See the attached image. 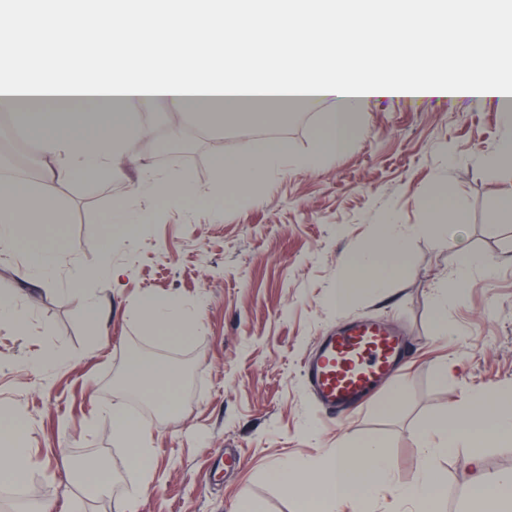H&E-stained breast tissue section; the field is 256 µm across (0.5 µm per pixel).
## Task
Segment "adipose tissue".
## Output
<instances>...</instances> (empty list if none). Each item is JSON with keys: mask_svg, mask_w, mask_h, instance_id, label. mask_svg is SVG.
I'll return each mask as SVG.
<instances>
[{"mask_svg": "<svg viewBox=\"0 0 512 512\" xmlns=\"http://www.w3.org/2000/svg\"><path fill=\"white\" fill-rule=\"evenodd\" d=\"M389 0H67L60 36H46L47 20L38 10L0 6V113L11 117L17 136L34 140L45 162L40 180L0 182V249L14 250L32 224H59L62 210L47 186L77 182L104 172L120 177L124 161L143 132L144 113L193 111L210 124L229 121L249 128L276 119L277 102L325 108L324 130L317 139L321 155L343 151L357 129L355 107L376 95H459L512 98V0L480 14L491 38L474 47L469 30L447 37L439 20L455 0H405V11ZM175 10L177 23L154 41L148 54L130 50L133 33ZM434 32L435 40L417 47L397 26L404 16ZM400 60L409 75L363 80L359 64L381 70ZM453 64L451 79L429 77L435 61ZM112 113V126L96 127L86 105ZM287 143L253 139L248 159L218 158L219 170L242 187L280 167ZM389 244L366 243L341 260L334 300L344 309L357 288L385 287L400 271L408 241L386 225ZM111 262L96 269H75L82 286L83 311L100 335L104 308L93 281L113 278ZM140 317L147 330L178 343L190 339L181 305L146 297ZM112 433L133 449V472L126 498L144 497L154 460L139 424L121 407L110 408ZM512 435V394H474L431 421L421 433L425 464L417 482L400 486L392 475L384 443L337 441L317 465L316 483H308L302 462L284 463L273 481L300 500L306 512H339L342 504L369 503L375 488L386 487L401 506L418 512H442L441 492L431 466L434 457L455 448L469 449L476 474L478 512H512V472L486 474L482 444ZM28 432L23 422H0V479L12 482L27 459Z\"/></svg>", "mask_w": 512, "mask_h": 512, "instance_id": "adipose-tissue-1", "label": "adipose tissue"}]
</instances>
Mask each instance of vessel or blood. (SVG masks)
<instances>
[{"mask_svg": "<svg viewBox=\"0 0 512 512\" xmlns=\"http://www.w3.org/2000/svg\"><path fill=\"white\" fill-rule=\"evenodd\" d=\"M405 351L403 336L387 325L350 321L318 340L305 381L321 405L340 412L369 398L400 368Z\"/></svg>", "mask_w": 512, "mask_h": 512, "instance_id": "obj_1", "label": "vessel or blood"}]
</instances>
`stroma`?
I'll return each instance as SVG.
<instances>
[{"instance_id":"stroma-1","label":"stroma","mask_w":512,"mask_h":512,"mask_svg":"<svg viewBox=\"0 0 512 512\" xmlns=\"http://www.w3.org/2000/svg\"><path fill=\"white\" fill-rule=\"evenodd\" d=\"M502 112L495 98L375 96L358 107L359 131L347 148L310 165L323 112L295 108L274 127L295 163L266 173L249 194L210 158L218 139L225 154L246 157L240 126L184 117L178 125L196 147L179 153L168 137L177 125L171 115L148 112L141 122L156 136L145 156L157 171L186 175L197 198L169 207L138 192L145 173L134 162L119 181L50 185L64 222L34 225L17 250L0 254V299L11 297L19 315L0 319V408L29 425L25 494L0 492V512H35L44 502L55 512H121L127 480L90 496L71 462L127 472L129 450L101 409L135 397L146 409L141 425L154 472L132 512H235L245 495L262 512H298L270 470L301 460L312 466L306 480L316 481L315 464L340 438L382 439L396 480L415 483L423 465L420 433L429 422L468 395L512 388V217L501 207L512 164L497 162ZM437 184L448 190V207L464 209L466 223L431 228L427 191ZM124 199L128 215L158 212L163 221L145 224L131 239L105 237ZM386 223L409 238L403 269L385 290L355 294L336 313L330 292L340 257L378 239ZM49 243L60 251L52 280L23 279L27 251ZM461 249L487 264L472 271L443 315L434 293L448 280L449 255ZM107 252L121 275L99 284L110 311L97 338L73 270L97 268ZM147 295L184 307L191 341L178 344L145 329L138 308ZM342 317L400 325L412 351L360 408L332 420L307 391L302 361ZM443 319L453 337L439 335ZM50 350L67 361L45 375L39 362ZM148 352L167 356L175 368L174 409L126 385L128 367ZM443 365L451 370L444 381L437 374ZM228 448L241 452V467H225ZM467 455L458 448L432 462L446 512H474Z\"/></svg>"}]
</instances>
